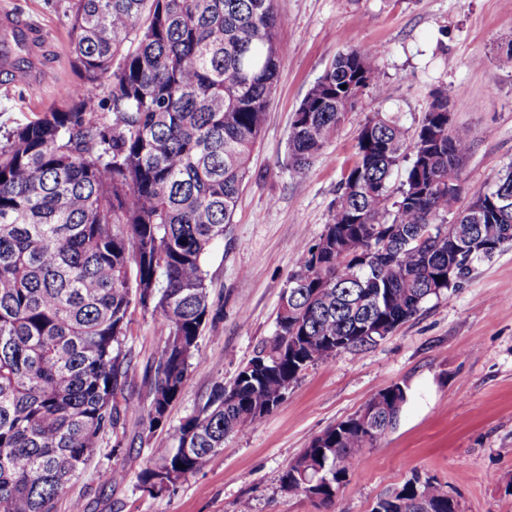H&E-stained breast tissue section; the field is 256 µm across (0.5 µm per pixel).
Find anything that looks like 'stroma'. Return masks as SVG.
I'll use <instances>...</instances> for the list:
<instances>
[{"mask_svg": "<svg viewBox=\"0 0 512 512\" xmlns=\"http://www.w3.org/2000/svg\"><path fill=\"white\" fill-rule=\"evenodd\" d=\"M68 2L0 0V10L44 30L51 75L38 86L0 84V135L33 113L64 107L62 90L77 79ZM277 8L287 20L278 35L284 66L233 222L204 259L210 299L223 316L202 331L166 427L151 433L131 420L106 435L58 512L75 499L83 512H240L245 504L250 512H371L417 477L437 481L459 512H512V245L377 345L309 366L246 435L227 437L204 471L160 494L138 484L152 449L170 444L212 387L231 382L273 336L299 247L323 232L368 119L397 115L413 133L435 96L446 94L453 125L471 141L459 169L461 208L512 166V69L496 62L512 40V0H277ZM370 46L384 49L380 87L367 89L321 157L295 172L287 157L294 112L336 54ZM166 335L150 313L132 310L126 346L137 361L157 353ZM395 383L407 388L396 426L366 450L333 504L282 489L283 472L315 437ZM115 465L127 473L119 485L106 476Z\"/></svg>", "mask_w": 512, "mask_h": 512, "instance_id": "stroma-1", "label": "stroma"}]
</instances>
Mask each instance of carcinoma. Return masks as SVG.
Here are the masks:
<instances>
[{
  "label": "carcinoma",
  "mask_w": 512,
  "mask_h": 512,
  "mask_svg": "<svg viewBox=\"0 0 512 512\" xmlns=\"http://www.w3.org/2000/svg\"><path fill=\"white\" fill-rule=\"evenodd\" d=\"M67 106L0 140V512H56L102 439L136 417L166 426L199 337L221 319L203 267L224 238L283 59L276 0H70ZM379 48L336 56L294 112L288 165L307 169L381 79ZM103 98L112 122L89 99ZM470 150L438 96L412 138L396 117L366 121L357 159L319 239L300 247L274 336L233 381L213 386L152 449L140 487L158 494L206 468L224 439L271 413L310 365L362 351L421 305L461 287L512 243V170L444 223L448 175ZM411 155L395 209L389 183ZM167 329L139 366L131 307ZM147 404L128 397L137 376ZM374 433L352 417L324 431L281 477L330 503L367 448L397 424L407 387L382 392ZM372 512H457L441 486L412 483Z\"/></svg>",
  "instance_id": "1"
}]
</instances>
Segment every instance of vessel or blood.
Returning a JSON list of instances; mask_svg holds the SVG:
<instances>
[{
	"label": "vessel or blood",
	"mask_w": 512,
	"mask_h": 512,
	"mask_svg": "<svg viewBox=\"0 0 512 512\" xmlns=\"http://www.w3.org/2000/svg\"><path fill=\"white\" fill-rule=\"evenodd\" d=\"M22 40L30 44H39L44 40L43 30L10 12H0V69L7 72L12 82L37 84L48 80L49 74L42 62L31 59L30 63L20 65L12 50L15 41Z\"/></svg>",
	"instance_id": "vessel-or-blood-1"
}]
</instances>
